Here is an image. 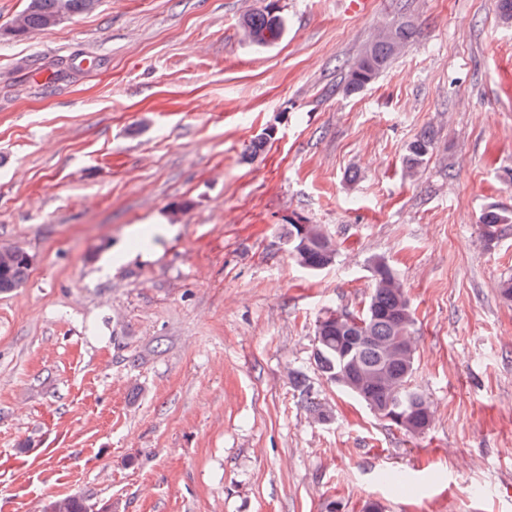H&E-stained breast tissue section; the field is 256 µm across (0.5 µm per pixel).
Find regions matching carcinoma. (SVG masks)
I'll use <instances>...</instances> for the list:
<instances>
[{"label":"carcinoma","mask_w":512,"mask_h":512,"mask_svg":"<svg viewBox=\"0 0 512 512\" xmlns=\"http://www.w3.org/2000/svg\"><path fill=\"white\" fill-rule=\"evenodd\" d=\"M96 0H28L25 9L0 36L23 37L32 31L48 30L61 19L90 11ZM377 30L357 57L344 65L345 91L355 94L370 85L406 47L411 32L400 20ZM246 37L264 45L266 34L282 33L285 23L269 2L243 18ZM433 148V139L424 131L407 147L404 156L408 172H415ZM482 237L488 242L498 237L500 225L512 223V212L496 207L485 210L480 218ZM291 258L300 266L321 270L336 257V244L317 224L289 223L286 233ZM30 262L17 257L0 264V292L20 287L26 280ZM373 288L364 311L333 313L319 322L315 335L314 360L331 382L364 402L391 425L410 433L409 423L420 416L433 419L431 403L408 386L414 369V318L409 301L393 270L382 260L373 265ZM307 410L319 422L330 419L327 409L309 399L301 380L295 381Z\"/></svg>","instance_id":"obj_1"}]
</instances>
